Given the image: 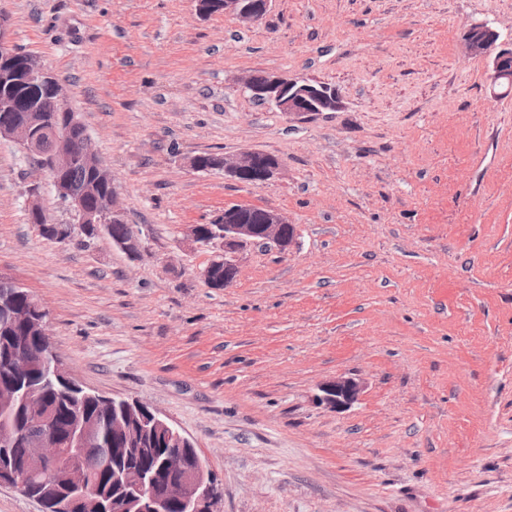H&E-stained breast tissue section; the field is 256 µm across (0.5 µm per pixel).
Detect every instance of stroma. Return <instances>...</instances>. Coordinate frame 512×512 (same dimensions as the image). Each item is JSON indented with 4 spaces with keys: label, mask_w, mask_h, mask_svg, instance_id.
Segmentation results:
<instances>
[{
    "label": "stroma",
    "mask_w": 512,
    "mask_h": 512,
    "mask_svg": "<svg viewBox=\"0 0 512 512\" xmlns=\"http://www.w3.org/2000/svg\"><path fill=\"white\" fill-rule=\"evenodd\" d=\"M196 0H0L17 51L63 85L142 247L41 238L72 214L0 136V275L46 309L82 386L156 409L221 484L220 512H512V95L464 35L512 41V0H272L261 24ZM255 71L336 89L304 118ZM259 151L254 187L191 168ZM275 209L290 251L251 245L225 288L187 230ZM359 380L352 407L314 403ZM313 400L320 406L336 412L351 407L361 392V386L354 378L338 376L326 381L318 387Z\"/></svg>",
    "instance_id": "35a3bbf8"
}]
</instances>
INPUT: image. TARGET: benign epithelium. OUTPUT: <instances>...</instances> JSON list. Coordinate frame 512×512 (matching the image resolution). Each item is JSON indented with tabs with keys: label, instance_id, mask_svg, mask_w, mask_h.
<instances>
[{
	"label": "benign epithelium",
	"instance_id": "7a95c632",
	"mask_svg": "<svg viewBox=\"0 0 512 512\" xmlns=\"http://www.w3.org/2000/svg\"><path fill=\"white\" fill-rule=\"evenodd\" d=\"M271 0H214L217 11L235 17L247 24L262 22L269 10ZM499 32L488 22L470 25L465 34L468 54L482 57L488 62V83L493 95L503 94L505 85L512 86V42H499ZM15 51L10 43L5 20L0 17V84L13 86L18 83L20 70L12 67ZM25 80L47 93V102L39 100L29 108V116L10 126L0 128V136L15 141L22 147L33 148L37 144L38 131L52 122L53 117L64 116L69 110L63 86L44 67L26 64ZM245 89L251 96L262 102L274 105L288 115H307L336 109L339 104L336 90L326 84L302 79H290L268 72H253L245 79ZM79 161L92 174H108L95 148L89 142L80 143L67 130L55 134L50 166H40L41 175L49 172L61 174L70 163ZM217 168L224 170L241 183L263 186L271 181L279 170V162L269 160L258 151H244L238 155L219 157ZM57 193L66 200L75 213L79 224H124L126 216L117 203L116 193L104 196L92 210L82 207L79 199L69 195L61 179H55ZM216 222L224 225V285L236 280L239 266L237 253L247 245L273 244L281 251H288L296 241L297 227L286 216L274 209L260 208L253 215L245 216L241 208L229 205L216 217ZM361 392L359 382L351 377L338 376L322 383L313 400L320 406L335 411L351 407ZM22 403L26 406L30 419L36 424L47 421V412L39 393L26 388L22 393ZM125 410L141 417L142 432H158L165 435L172 444L181 448H192L194 443L177 427L163 418L149 405L127 400ZM92 432L84 428L76 429L69 435L67 445L70 453L62 459L59 441L51 434L29 444L26 449L22 469L12 465H0V482H6L17 489H23V478L37 475L47 485L63 483L73 489H82L86 473L79 465L80 449L85 447ZM115 478L132 490V501L119 505L112 503V512H167L170 500L179 501L184 512H216L219 495L215 490L214 475L198 462L196 468L186 472L179 483L170 488L169 494L158 497L147 490L150 479L127 471H118Z\"/></svg>",
	"mask_w": 512,
	"mask_h": 512
}]
</instances>
